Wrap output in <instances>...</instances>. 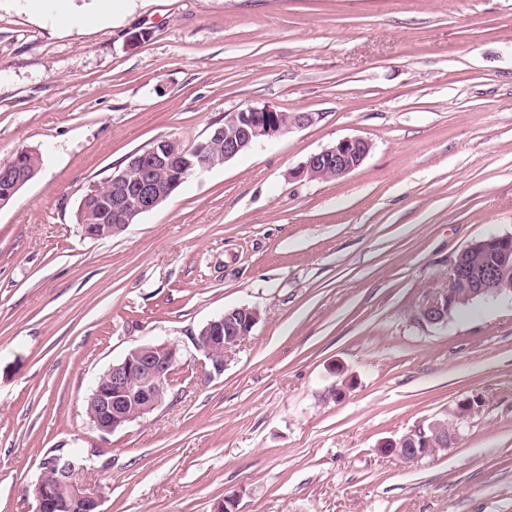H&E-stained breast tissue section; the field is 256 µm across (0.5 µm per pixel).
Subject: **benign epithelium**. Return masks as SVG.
<instances>
[{
  "label": "benign epithelium",
  "instance_id": "1",
  "mask_svg": "<svg viewBox=\"0 0 512 512\" xmlns=\"http://www.w3.org/2000/svg\"><path fill=\"white\" fill-rule=\"evenodd\" d=\"M314 122L310 112H281L272 106L247 108L224 113V153L220 159L199 149L192 158H185L186 149L175 140L160 139L141 154L130 156L126 168L112 173L110 191L92 187L83 202L96 211L97 224L81 225L84 237L95 240L105 234L117 235L125 231L135 216L158 207L186 178L211 169L217 161L227 162L244 150H250L273 135H284L296 128ZM372 144L361 137L344 138L336 144L309 155L295 172L294 178L309 180L336 175L342 177L361 166ZM139 172L135 185L128 183L127 173ZM32 176L25 163L19 159L0 162V207L6 205L13 194ZM125 220L112 223V218ZM465 250L481 255L483 262L474 263L457 258L451 264L449 283H462L469 287L467 297L492 296L500 289L487 284L512 275V234L496 235L475 241ZM450 292L444 288L430 293L416 311V320L422 324L442 327L448 323ZM260 319L254 308L242 306L224 313L220 318L207 322L201 335L206 343L194 340L197 351L208 360L210 376L224 371L226 355L241 345ZM188 362L178 356L177 344L164 342L145 344L130 350L126 357L113 364L101 376L92 400L93 427L113 433L144 417L162 403L164 392L172 388L176 374ZM456 428L444 421L419 425L397 442L380 445L382 451L402 458L411 452L415 458L433 456L441 448H448L456 441ZM41 475L35 483L33 500L35 512H50L59 493L55 483L48 478L51 464L41 461ZM87 466L81 465L69 475V496L77 512H102L101 500L86 493L83 479Z\"/></svg>",
  "mask_w": 512,
  "mask_h": 512
}]
</instances>
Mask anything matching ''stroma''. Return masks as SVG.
Returning a JSON list of instances; mask_svg holds the SVG:
<instances>
[{
  "mask_svg": "<svg viewBox=\"0 0 512 512\" xmlns=\"http://www.w3.org/2000/svg\"><path fill=\"white\" fill-rule=\"evenodd\" d=\"M264 105L315 121L82 237L81 198L133 152ZM350 137L357 170L293 178ZM25 149L42 167L0 207V512H33L56 447L100 451L103 512H512V295L414 319L512 233V0H0V159ZM240 306L259 322L201 376L193 336ZM166 341L190 372L102 436L94 381ZM467 400L448 451H381ZM450 292L448 288L430 293L416 311L418 323L442 327L448 323Z\"/></svg>",
  "mask_w": 512,
  "mask_h": 512,
  "instance_id": "1",
  "label": "stroma"
}]
</instances>
